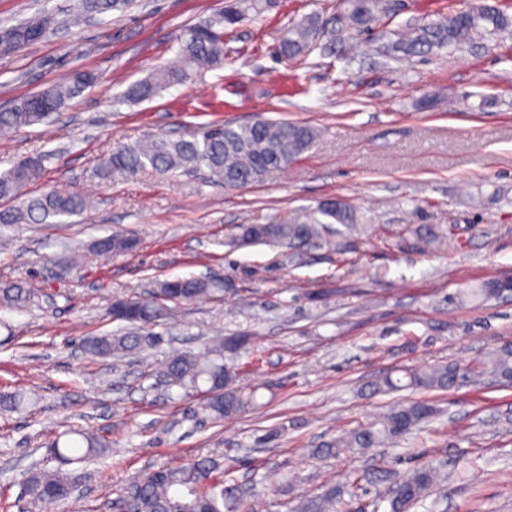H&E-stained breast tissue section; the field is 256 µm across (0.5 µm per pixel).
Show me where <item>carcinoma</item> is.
Segmentation results:
<instances>
[{"instance_id": "obj_1", "label": "carcinoma", "mask_w": 512, "mask_h": 512, "mask_svg": "<svg viewBox=\"0 0 512 512\" xmlns=\"http://www.w3.org/2000/svg\"><path fill=\"white\" fill-rule=\"evenodd\" d=\"M129 0H79L73 14L78 23L91 16L104 17L122 11ZM276 0H232L224 9L183 29L179 36L180 66L165 67L151 77L130 85L120 102L150 100L171 85L185 82L190 72L224 62V32L242 22L248 14L260 16L275 6ZM341 10L331 23L309 16L288 26L278 40L280 56H305L321 40L332 46L341 33L364 32L386 17L385 0H341ZM512 27V16L497 4L480 0L466 12H456L437 20L406 25L398 30L384 29L378 35L380 49L395 57H424L443 50L460 48L475 36L494 34ZM50 24L41 17L20 22L0 34V57L13 55L21 47L46 37ZM94 81L89 73H76L65 82L52 85L26 97L13 107L0 111V132L47 124L63 102L83 91ZM316 128L296 122L259 117L249 123L215 121L175 139L151 136L131 144L117 145L100 164L103 179L133 177L147 167L161 172L193 173L205 168L226 187L242 188L260 182L269 172L288 168L316 143ZM49 153L20 158L0 171V224H65L88 206L87 197L69 190H51L39 195L26 187L40 178ZM342 224L347 231L364 233L365 225L353 223L350 205L328 199L286 224H250L243 228V239L252 244L295 245L326 241L325 225ZM135 239L110 234L94 241L101 254L132 250ZM224 293V283L200 278H174L161 282L150 299L126 298L112 303L110 315L118 320L129 314L131 325L151 328L175 316L177 304L201 295ZM0 298L18 308L28 306L34 290L21 284L0 290ZM145 337L137 332L115 336H86L80 347L91 359L128 355L141 349ZM243 343L241 336H216L197 354L173 352L165 357L158 374L170 387L211 394L202 411L213 419L237 416L254 407V397L238 387V368L224 363V353ZM484 369L504 381H512V346L505 345L483 359ZM471 369L458 363H436L404 370L403 379L386 376L373 384V392L404 388L448 390L459 384ZM435 415L426 401H411L391 407L366 427L345 431L321 444L316 453L337 457L363 453L384 442L409 435ZM70 439L50 444V454L59 462L55 468L32 472L26 480L32 500L51 505L66 500L84 473L66 466L85 463L106 453L112 442L89 429L66 432ZM440 480L439 470L421 465L397 479L389 490L391 512H408L429 496ZM124 500L133 512H239L240 499L225 486L224 470L207 459L177 467H161L145 472L130 484ZM299 512H338L336 494L324 493L303 502Z\"/></svg>"}]
</instances>
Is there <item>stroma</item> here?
<instances>
[{
  "label": "stroma",
  "instance_id": "1",
  "mask_svg": "<svg viewBox=\"0 0 512 512\" xmlns=\"http://www.w3.org/2000/svg\"><path fill=\"white\" fill-rule=\"evenodd\" d=\"M338 0H281L224 36V63L152 100L113 98L178 63L177 35L224 0H130L125 12L78 26L76 0H0V30L48 13L54 30L0 57V110L84 71L96 82L50 124L0 135V162L52 153L29 193L86 195L71 224L0 226V289L24 282L29 307L0 302V391L23 390L21 412L0 411V512H38L23 495L46 444L71 428L109 437L83 463L84 479L54 512H119L122 489L144 472L201 458L228 468L236 496L258 512H295L335 488L344 512H389L388 487L405 470L440 467L445 479L410 512H512V383L484 374L449 390L371 394L372 382L445 361L474 363L512 345V293L467 298L512 278V29L463 50L393 60L369 50L348 62L320 50L288 60L276 50L292 22L336 12ZM475 0H387L389 28ZM319 129L288 169L244 188L206 173L100 179L114 144L179 135L257 116ZM341 197L376 236L332 235V247L244 245L246 224ZM136 239L97 254V238ZM176 277L217 279L224 295L180 303L176 326L123 358H87L84 337L128 332L114 300L151 297ZM247 334L233 360L258 406L213 421L196 394L160 386L152 366L170 351L199 352L215 335ZM439 410L396 445L354 456L314 450L391 406Z\"/></svg>",
  "mask_w": 512,
  "mask_h": 512
}]
</instances>
